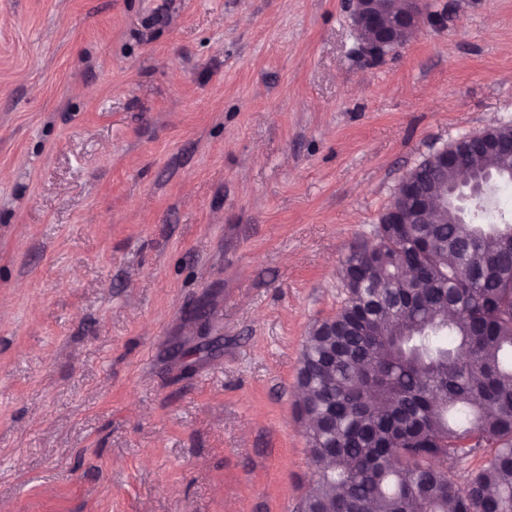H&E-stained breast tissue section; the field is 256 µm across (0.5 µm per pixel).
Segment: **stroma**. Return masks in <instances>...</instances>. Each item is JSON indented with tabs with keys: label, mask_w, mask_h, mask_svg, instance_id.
Listing matches in <instances>:
<instances>
[{
	"label": "stroma",
	"mask_w": 512,
	"mask_h": 512,
	"mask_svg": "<svg viewBox=\"0 0 512 512\" xmlns=\"http://www.w3.org/2000/svg\"><path fill=\"white\" fill-rule=\"evenodd\" d=\"M347 2L0 0L7 512H300L342 260L512 125V0H432L374 65Z\"/></svg>",
	"instance_id": "35a3bbf8"
}]
</instances>
